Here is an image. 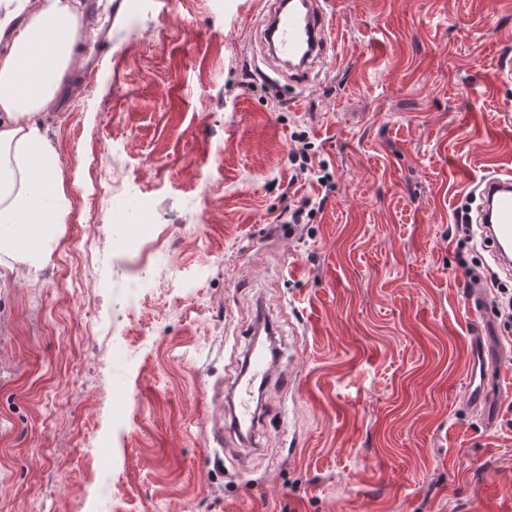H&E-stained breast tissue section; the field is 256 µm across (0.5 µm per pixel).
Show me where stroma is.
Returning a JSON list of instances; mask_svg holds the SVG:
<instances>
[{"label": "stroma", "instance_id": "obj_1", "mask_svg": "<svg viewBox=\"0 0 512 512\" xmlns=\"http://www.w3.org/2000/svg\"><path fill=\"white\" fill-rule=\"evenodd\" d=\"M333 2L300 89L259 72V0H99L98 72L51 128L63 233L0 280V512H512L508 401L466 400L469 299L497 392L512 328L455 233L471 181L512 170V0ZM300 131L331 187L295 175ZM127 204L139 253L101 229ZM260 310L278 382L244 438Z\"/></svg>", "mask_w": 512, "mask_h": 512}]
</instances>
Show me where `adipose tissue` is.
I'll return each instance as SVG.
<instances>
[{
	"instance_id": "obj_1",
	"label": "adipose tissue",
	"mask_w": 512,
	"mask_h": 512,
	"mask_svg": "<svg viewBox=\"0 0 512 512\" xmlns=\"http://www.w3.org/2000/svg\"><path fill=\"white\" fill-rule=\"evenodd\" d=\"M80 0H0V271L35 278L70 211L48 120L74 61Z\"/></svg>"
}]
</instances>
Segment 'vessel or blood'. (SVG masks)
I'll return each mask as SVG.
<instances>
[{
	"label": "vessel or blood",
	"mask_w": 512,
	"mask_h": 512,
	"mask_svg": "<svg viewBox=\"0 0 512 512\" xmlns=\"http://www.w3.org/2000/svg\"><path fill=\"white\" fill-rule=\"evenodd\" d=\"M330 0H275L270 8L274 17L271 52L265 60L274 62L276 71L291 70L296 83L309 82V65L325 56L330 35L326 24ZM479 197L477 221L481 238L497 263L512 262V172L492 170L475 181ZM251 378L237 382L240 397H253L257 380H268L273 366L264 356L254 358ZM494 369L480 334L471 337L466 394L471 408L485 411L492 397L489 380Z\"/></svg>",
	"instance_id": "b4317fda"
}]
</instances>
